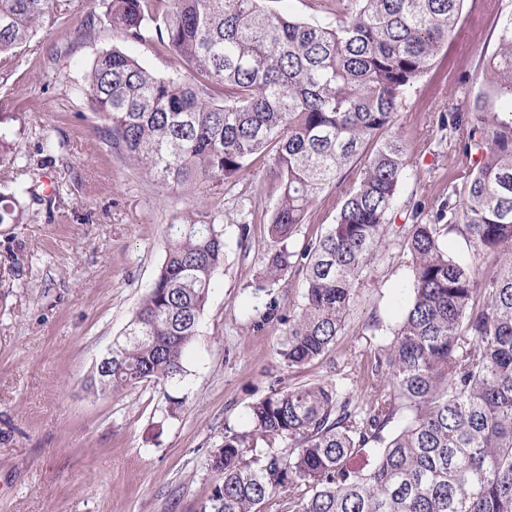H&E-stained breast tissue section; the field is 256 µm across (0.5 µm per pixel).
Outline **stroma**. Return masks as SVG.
<instances>
[{"label": "stroma", "mask_w": 512, "mask_h": 512, "mask_svg": "<svg viewBox=\"0 0 512 512\" xmlns=\"http://www.w3.org/2000/svg\"><path fill=\"white\" fill-rule=\"evenodd\" d=\"M96 0H72L0 66V130L42 161L58 186L49 210L29 224H0V512H198L217 476L209 461L225 429L274 382L334 380L369 359L378 340L362 324L400 319L410 270L405 256L378 261L330 357L280 368L283 327L262 321L269 298L283 312L301 301V274L273 292L258 288L269 236V161L254 157L232 190L216 195L165 186L112 149L81 89L103 52L119 48L160 76L169 56L153 44L98 29L85 32ZM512 0H465L455 36L409 87L395 129L410 152L401 198L434 204L455 170L437 114L464 94L484 96L482 60ZM224 213V265L215 277L188 365L191 397L165 415L159 387L101 396L87 384L165 258L167 226L199 209ZM249 220L248 251L237 226Z\"/></svg>", "instance_id": "stroma-1"}]
</instances>
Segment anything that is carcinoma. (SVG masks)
<instances>
[{
  "label": "carcinoma",
  "mask_w": 512,
  "mask_h": 512,
  "mask_svg": "<svg viewBox=\"0 0 512 512\" xmlns=\"http://www.w3.org/2000/svg\"><path fill=\"white\" fill-rule=\"evenodd\" d=\"M464 0H327L301 20L264 0H102L100 27L159 45L160 77L119 50L98 56L83 94L130 164L184 189L236 185L266 155L275 200L261 285L303 272L288 315L270 297L263 320L285 325L276 349L294 372L343 334L365 273L390 248L411 261L402 315L372 336L391 340L358 374L272 387L211 452L218 483L199 512H512V14L482 78L508 120L478 99L438 114L457 169L432 207L399 195L409 145L394 132L407 87L453 36ZM58 0H0V55L55 16ZM222 101H216V93ZM369 155H364L368 144ZM364 159L358 177L343 171ZM29 180L0 192V224H26L42 195L36 167L0 132V166ZM339 207L302 251L293 239L324 192ZM410 221L393 227L395 212ZM222 215L170 224L148 293L91 376L95 394L152 383L167 414L189 400L188 353L224 264ZM455 233L491 261L448 255ZM367 385L364 399L353 389Z\"/></svg>",
  "instance_id": "1"
}]
</instances>
